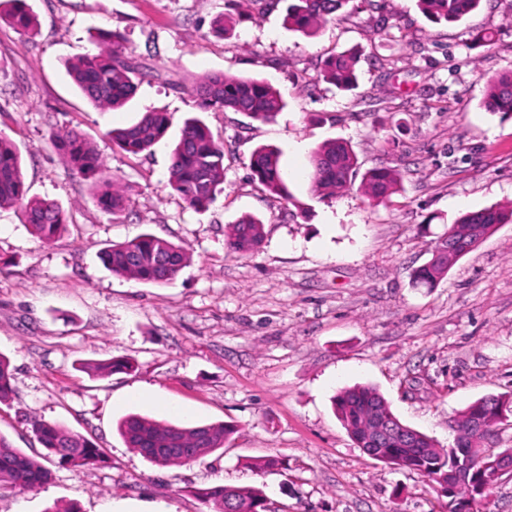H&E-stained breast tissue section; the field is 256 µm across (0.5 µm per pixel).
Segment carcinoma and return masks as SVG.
I'll use <instances>...</instances> for the list:
<instances>
[{
    "label": "carcinoma",
    "instance_id": "1",
    "mask_svg": "<svg viewBox=\"0 0 512 512\" xmlns=\"http://www.w3.org/2000/svg\"><path fill=\"white\" fill-rule=\"evenodd\" d=\"M286 1L284 25L301 35L315 36L349 0H251L265 12ZM482 0H418L420 9L434 23H455L477 9ZM0 22H5L23 35L34 34L39 26L37 15L26 0H0ZM98 47L66 64V70L79 91L102 112L122 108L136 94L139 83L149 73L131 61V50L120 34L100 31L93 36ZM320 79L340 90L357 84L355 60L348 51L336 52L320 67ZM200 112H244L252 119L270 122L283 108L276 89L256 77L207 74L189 89ZM484 107L491 112H512V71L490 81ZM171 120L166 112L147 111L140 119L124 128L112 130V143L128 155L137 156L150 150L166 137ZM54 145L72 175L93 180L97 186V203L102 212L113 217L122 214L129 199L117 181L108 175L104 162L93 143L79 130L70 128L54 136ZM312 190L319 196L342 192L359 168L352 148L338 141L323 143L312 151ZM250 175L263 189L288 202L285 175L280 167V152L260 146L251 154ZM167 185L182 203L196 211L208 210L217 194L224 191V141L214 136L198 116L183 121L180 137L172 150ZM366 193L382 202L401 188L399 173L388 167H375L363 176ZM17 205L22 221L45 245L53 244L66 231V211L55 199L27 197L23 163L14 142L0 133V208ZM512 223V207L490 206L459 217L445 235L448 254L431 255L427 263L415 271V282L429 288L438 284L451 264L477 247L500 224ZM264 224L261 219L245 215L227 225L225 248L231 254L250 252L262 243ZM106 268L116 276L142 283L168 285L179 276L188 261L184 248L153 233H144L122 243H112L100 252ZM83 369L97 377L132 369L127 359L109 358L83 364ZM10 359L0 354V402L10 398L12 387ZM333 407L350 437L359 448L369 446L367 429L372 418L379 417L395 425V429L376 446L378 460L413 471L423 477L437 494L440 512H464L465 505L486 496L482 491L484 472L473 452L474 468L471 488H448L451 458L436 440L421 433L408 443L404 439L400 419L391 411L383 395L369 385L346 388L333 397ZM506 407L502 395L483 397L449 424L454 442L474 447L471 423L482 420L495 425L502 421ZM31 430L43 448L74 467H97L107 463L102 449L68 428L36 416L30 419ZM118 431L126 445L143 458L160 467L180 466L208 453L224 448L235 432L232 425L208 423L185 426L155 421L132 414L118 423ZM50 472L40 462L13 447L0 434V493L34 490L48 481ZM196 496L208 512H226L230 504L234 512H268L267 497L259 487L218 485L199 488Z\"/></svg>",
    "mask_w": 512,
    "mask_h": 512
}]
</instances>
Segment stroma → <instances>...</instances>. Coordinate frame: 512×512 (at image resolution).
<instances>
[{
	"instance_id": "stroma-1",
	"label": "stroma",
	"mask_w": 512,
	"mask_h": 512,
	"mask_svg": "<svg viewBox=\"0 0 512 512\" xmlns=\"http://www.w3.org/2000/svg\"><path fill=\"white\" fill-rule=\"evenodd\" d=\"M36 37L0 24V132L18 146L32 196L59 200L64 235L41 244L19 207L0 208V353L13 395L0 403V434L51 470L35 491L0 496V512H204L194 488H263L272 512H439L424 478L363 453L332 398L376 387L405 424L448 446L450 420L476 400L512 392V223L499 225L435 287L415 270L462 214L512 206V114L486 111L490 80L512 70V0H483L452 24L430 22L417 0L375 9L349 0L312 38L288 31L282 10L263 16L243 0H27ZM229 13L230 35L211 31ZM394 41L382 40L383 21ZM124 30L150 70L119 111L91 106L65 63L91 50L94 29ZM492 33L488 43L475 42ZM358 54V86L339 91L318 64ZM216 72L271 82L285 106L274 122L242 112L203 118L224 141V192L202 214L168 185L170 152L196 110L188 88ZM168 112L167 138L130 156L111 130L147 110ZM83 132L130 205L103 214L89 182L71 175L53 134ZM351 145L361 170L395 169L401 189L379 203L360 180L333 197L313 193L310 156ZM281 151L292 202L248 178L254 149ZM253 213L261 246L224 247L227 224ZM151 232L190 255L174 284L113 275L106 244ZM113 356L134 369L106 378L82 365ZM226 422L223 449L161 468L128 448L118 421ZM38 416L96 443L106 465L76 469L47 455L28 424ZM279 459L258 471L252 460Z\"/></svg>"
}]
</instances>
